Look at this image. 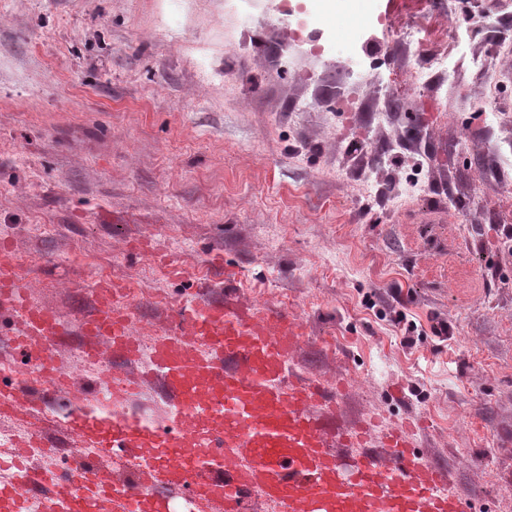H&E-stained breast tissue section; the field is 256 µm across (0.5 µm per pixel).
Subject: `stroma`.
<instances>
[{
	"label": "stroma",
	"mask_w": 512,
	"mask_h": 512,
	"mask_svg": "<svg viewBox=\"0 0 512 512\" xmlns=\"http://www.w3.org/2000/svg\"><path fill=\"white\" fill-rule=\"evenodd\" d=\"M481 0H0V250L64 328L57 365L109 413L102 344L82 370L94 285H120L150 344L201 298L298 325L291 380L334 398L331 430L373 423L344 468L412 417L420 455L472 512H512V7ZM420 25L453 82H398L389 29ZM459 41L450 44L449 32ZM499 76L498 109L469 60ZM447 333H439V323ZM0 301V382L22 420L82 460L60 395L24 374ZM160 379L131 412L168 419Z\"/></svg>",
	"instance_id": "obj_1"
}]
</instances>
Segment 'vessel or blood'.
Segmentation results:
<instances>
[{"label": "vessel or blood", "mask_w": 512, "mask_h": 512, "mask_svg": "<svg viewBox=\"0 0 512 512\" xmlns=\"http://www.w3.org/2000/svg\"><path fill=\"white\" fill-rule=\"evenodd\" d=\"M116 291L111 283L96 286L98 312L81 327L87 337L85 357H97L95 339L106 337L113 353L143 360L141 377L161 375L178 407L159 427L122 413L98 420L84 409L72 411L71 428L88 435L99 455L120 451L139 465L140 479L124 485L115 499L116 512H169L163 489L187 472L167 464L165 457L189 448L201 435L206 438L204 459H223L226 476L188 480L186 489L193 499L222 503L224 512H240L245 498L257 490L279 512H469L465 502L448 493L447 473L411 448L410 433L420 425L416 419L386 433V458L368 453L350 473L342 472L327 441L326 420L335 416L336 405L320 387L288 379L299 336L287 314L271 312L258 319L230 305L201 302L180 310L171 331L145 348L131 336L124 312L113 309ZM0 296L20 314L15 350L53 377L57 391H71L53 354L62 333L58 318L50 309L23 301L6 260L0 262ZM188 337L205 341L213 354L189 352L184 345ZM215 400L223 403V415L207 413ZM317 401L325 407L324 416L312 413ZM22 480L29 495L1 494L0 512H28L34 493L62 507L80 498L73 481L61 474L27 465Z\"/></svg>", "instance_id": "b4317fda"}]
</instances>
